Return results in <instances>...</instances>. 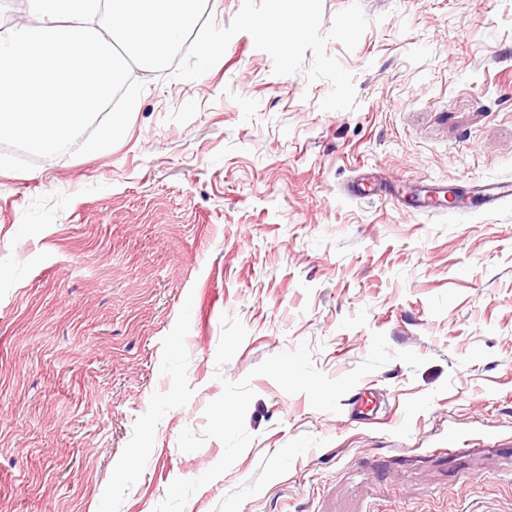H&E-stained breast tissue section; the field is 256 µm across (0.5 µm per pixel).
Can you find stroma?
<instances>
[{"instance_id": "obj_1", "label": "stroma", "mask_w": 512, "mask_h": 512, "mask_svg": "<svg viewBox=\"0 0 512 512\" xmlns=\"http://www.w3.org/2000/svg\"><path fill=\"white\" fill-rule=\"evenodd\" d=\"M358 3L331 85L235 35L195 80L144 85L109 151L0 170V512H154L223 446L178 448L222 393V316L248 334L254 439L184 512H512V200L411 195L512 179V0ZM336 413L252 371L307 344Z\"/></svg>"}]
</instances>
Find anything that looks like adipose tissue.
I'll return each instance as SVG.
<instances>
[{"instance_id":"ef3b65f1","label":"adipose tissue","mask_w":512,"mask_h":512,"mask_svg":"<svg viewBox=\"0 0 512 512\" xmlns=\"http://www.w3.org/2000/svg\"><path fill=\"white\" fill-rule=\"evenodd\" d=\"M199 0H27L0 35V136L53 151L109 102L137 46L177 48Z\"/></svg>"}]
</instances>
